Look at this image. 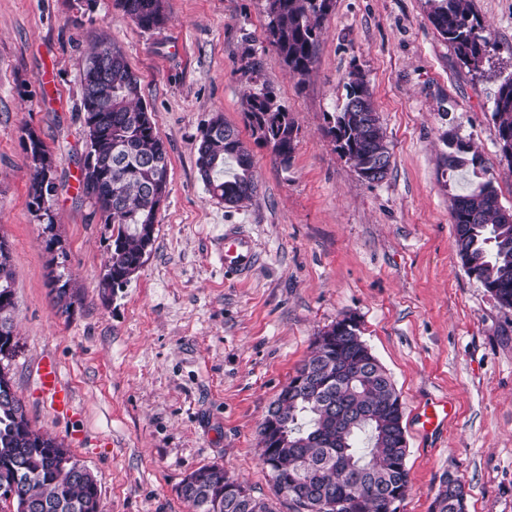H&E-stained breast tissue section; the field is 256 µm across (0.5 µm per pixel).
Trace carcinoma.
I'll use <instances>...</instances> for the list:
<instances>
[{
    "mask_svg": "<svg viewBox=\"0 0 512 512\" xmlns=\"http://www.w3.org/2000/svg\"><path fill=\"white\" fill-rule=\"evenodd\" d=\"M115 6L143 29L166 21L164 0H114ZM267 32L289 75L303 81L315 63L322 24L331 0H264ZM427 18L466 64L478 66L494 50L491 33L473 12L471 0H425ZM345 102L327 116L324 132L354 170H364L383 157L391 167L392 151L383 133L373 90L361 70L348 75ZM82 105L86 153L90 167L80 166L79 190L94 201L103 223L112 225V248L98 282L101 296L126 286L140 269L158 223L153 192L169 193L168 153L158 136L152 113L143 105L139 79L122 52L101 46L84 65ZM245 122L255 142L271 147L286 165L295 149L297 128L273 88L261 85L244 104ZM493 119L503 157L512 162V78L495 93ZM29 170V207L54 230L51 214L56 192L55 163L38 134L21 136ZM444 165L449 170L482 169L469 146L447 141ZM235 173L224 178V162ZM196 165L207 191L231 208L253 200L258 183L248 146L236 129L214 117L202 133ZM503 206L487 180L452 198L456 252L467 275L474 276L503 308L512 309V224L503 223ZM0 239V361L10 359L17 343L11 312L14 299L11 256ZM55 307L69 312L77 297L68 283H52ZM296 372L304 375L295 393L282 390L270 408L283 419L287 440L262 463L274 491L295 505L310 503L317 512H390L409 490L408 447H398L405 433L403 406L386 369L362 340L360 323L331 338L314 340L311 355ZM17 394L0 395V498L17 490L16 512H101L100 491L93 473L61 466L62 443L16 421ZM242 483L222 467L205 465L182 481L179 494L191 512H272L263 498L241 496L231 488ZM462 484L438 488L441 512H467L457 498ZM332 502L334 509H323Z\"/></svg>",
    "mask_w": 512,
    "mask_h": 512,
    "instance_id": "cac0c4a2",
    "label": "carcinoma"
}]
</instances>
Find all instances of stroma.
Here are the masks:
<instances>
[{"label": "stroma", "mask_w": 512, "mask_h": 512, "mask_svg": "<svg viewBox=\"0 0 512 512\" xmlns=\"http://www.w3.org/2000/svg\"><path fill=\"white\" fill-rule=\"evenodd\" d=\"M496 48L463 63L428 21L424 0H333L305 81L292 78L266 33L264 0H165L169 20L139 28L113 0H0V236L11 251L18 348L8 369L31 426L95 475L103 512H189L182 480L217 464L278 497L257 432L315 336L352 314L403 404L410 486L401 512H429L444 473L468 512H512V309L466 274L456 253L453 196L476 184L445 169L444 137L475 150L512 209V164L499 151L494 93L512 75V0H472ZM112 45L140 84L169 159V194L151 247L127 287L103 300L112 228L78 192L85 151L84 62ZM262 79L298 128L289 165L252 142L243 102ZM369 81L392 150L387 178L362 181L324 132L350 71ZM248 141L259 192L230 208L211 197L197 145L215 115ZM30 128L55 162L59 238L45 247L28 206L20 136ZM249 236V276L224 270V231ZM80 299L57 313L51 278ZM49 355L76 410L55 415L37 383ZM451 402L454 419L418 435L417 407Z\"/></svg>", "instance_id": "1"}]
</instances>
